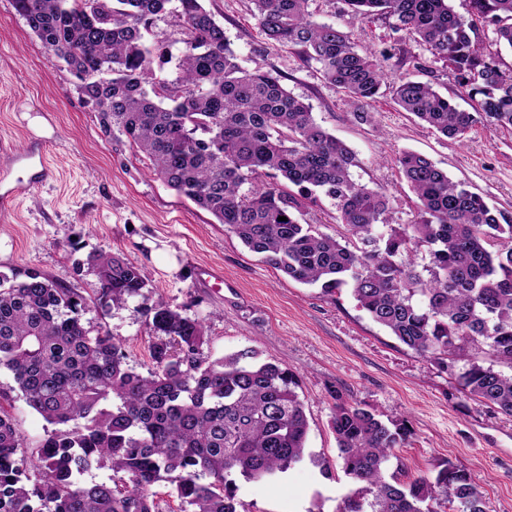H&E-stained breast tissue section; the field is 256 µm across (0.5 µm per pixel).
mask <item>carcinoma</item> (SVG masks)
<instances>
[{"label":"carcinoma","instance_id":"cac0c4a2","mask_svg":"<svg viewBox=\"0 0 512 512\" xmlns=\"http://www.w3.org/2000/svg\"><path fill=\"white\" fill-rule=\"evenodd\" d=\"M172 0H12L16 13L98 100L99 127L177 194L209 212L289 278L325 294L347 286L359 307L402 344L451 371L468 397L512 417V221L429 158L397 166L417 197L418 220L386 222L388 195L356 182L355 152L319 124L279 77L236 61L202 0H178L184 48L178 75L155 67L144 42ZM309 0H254L267 41L293 47L325 83L359 106L385 83L387 56L314 19ZM382 15L448 62L475 102L457 108L409 76L393 99L429 128L463 141L476 124L512 130V68L485 52L451 0H346ZM472 15L512 48V0H469ZM297 191H292V188ZM326 198L343 232L297 214ZM286 220L280 221L278 217ZM429 262L420 267L418 249ZM92 295L37 269L0 277V370L55 426L33 449L0 414V512H158L154 485L176 483L183 512H239L233 475L269 479L303 458L308 420L286 366L242 350L212 360L203 321L152 295L144 270L120 253L91 255ZM141 299L153 368L126 362L122 344L82 322ZM331 427L342 469L359 484L339 512H486L475 477L444 460L409 484L384 474L408 430L389 427L338 392ZM109 465L115 479L80 476Z\"/></svg>","mask_w":512,"mask_h":512}]
</instances>
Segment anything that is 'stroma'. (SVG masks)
Returning a JSON list of instances; mask_svg holds the SVG:
<instances>
[{
    "label": "stroma",
    "mask_w": 512,
    "mask_h": 512,
    "mask_svg": "<svg viewBox=\"0 0 512 512\" xmlns=\"http://www.w3.org/2000/svg\"><path fill=\"white\" fill-rule=\"evenodd\" d=\"M245 69L279 76L312 107L324 128L353 149L356 181L385 188L389 223L417 218V198L395 160L406 150L429 157L453 180L512 218V130L475 125L466 142L447 138L402 110L390 87L405 75L430 82L460 109L454 70L387 18H360L346 0H311L316 20L347 32L359 49L386 53L388 85L365 105L359 120L347 97L326 84L316 64L265 41L252 0H204ZM413 54L415 63L404 60ZM0 193L28 183L31 169L17 153L45 152L53 170L29 185L0 214V274L32 267L80 291L96 275L85 260L118 252L141 266L154 295L189 316L204 318L205 353L222 358L243 349L297 376L309 423L303 459L262 481L236 478L244 512H338L354 483L343 472L330 420L340 390L383 420L405 423L406 447L393 449L386 473L407 484L450 459L476 478L488 512H512V418L464 396L448 373L373 322L349 288L334 294L285 277L249 251L214 217L152 176L128 146L103 137L95 112L74 88L65 64L42 47L11 0H0ZM87 328L119 340L139 373L153 366L138 301L101 312L88 308ZM0 409L9 413L24 447L49 425L21 397L9 372H0Z\"/></svg>",
    "instance_id": "35a3bbf8"
}]
</instances>
